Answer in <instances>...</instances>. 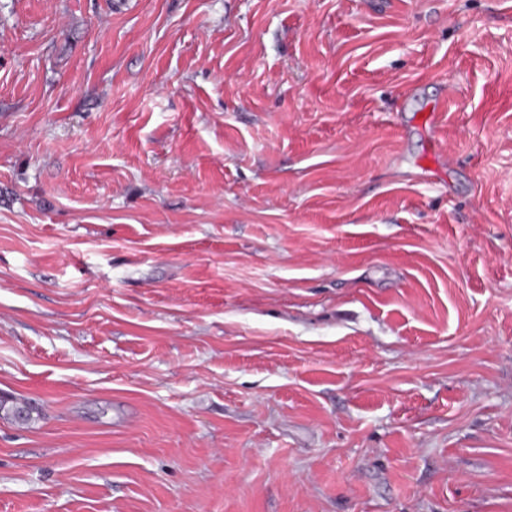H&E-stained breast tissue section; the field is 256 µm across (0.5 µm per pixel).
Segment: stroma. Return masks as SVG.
Segmentation results:
<instances>
[{"mask_svg": "<svg viewBox=\"0 0 512 512\" xmlns=\"http://www.w3.org/2000/svg\"><path fill=\"white\" fill-rule=\"evenodd\" d=\"M0 512H512V0H0Z\"/></svg>", "mask_w": 512, "mask_h": 512, "instance_id": "1", "label": "stroma"}]
</instances>
